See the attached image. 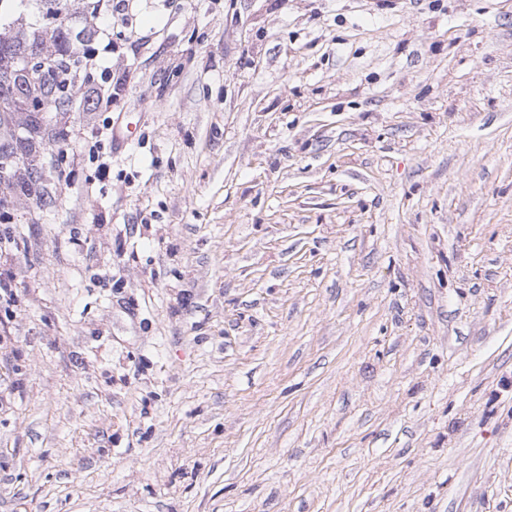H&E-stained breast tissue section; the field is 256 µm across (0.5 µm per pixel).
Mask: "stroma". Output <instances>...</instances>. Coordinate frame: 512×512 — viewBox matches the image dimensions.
<instances>
[{"mask_svg": "<svg viewBox=\"0 0 512 512\" xmlns=\"http://www.w3.org/2000/svg\"><path fill=\"white\" fill-rule=\"evenodd\" d=\"M131 4L0 219V512H512V0Z\"/></svg>", "mask_w": 512, "mask_h": 512, "instance_id": "stroma-1", "label": "stroma"}]
</instances>
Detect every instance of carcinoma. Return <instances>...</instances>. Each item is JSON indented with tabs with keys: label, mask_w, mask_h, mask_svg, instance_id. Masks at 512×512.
Listing matches in <instances>:
<instances>
[{
	"label": "carcinoma",
	"mask_w": 512,
	"mask_h": 512,
	"mask_svg": "<svg viewBox=\"0 0 512 512\" xmlns=\"http://www.w3.org/2000/svg\"><path fill=\"white\" fill-rule=\"evenodd\" d=\"M20 2L43 9L48 23L35 28L21 17L10 20L0 12V209L10 203L22 208L43 205L47 190L38 171L28 167L26 177H19L21 165L35 150L31 134L49 125L56 140L64 141L66 127L57 114L93 112L98 104V97L81 95L85 86L96 84L85 54L98 19L93 6L82 0ZM77 12L85 22L80 34L73 33L70 25ZM43 58L51 60V65L42 81L28 82L25 71ZM20 126L27 136L16 134Z\"/></svg>",
	"instance_id": "carcinoma-1"
}]
</instances>
